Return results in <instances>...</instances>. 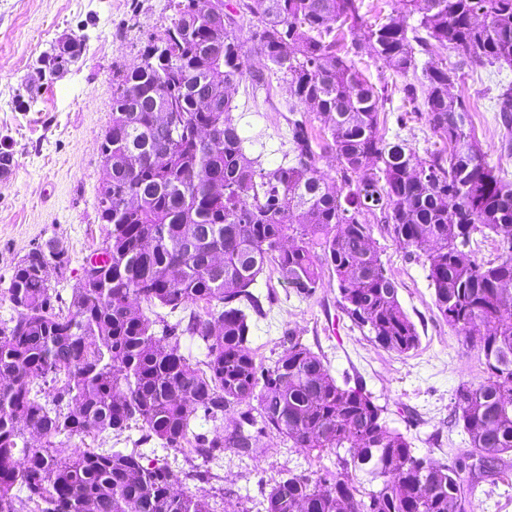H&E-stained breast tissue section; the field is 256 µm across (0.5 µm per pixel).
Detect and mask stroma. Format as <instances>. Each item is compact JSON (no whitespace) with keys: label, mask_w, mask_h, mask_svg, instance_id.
Returning <instances> with one entry per match:
<instances>
[{"label":"stroma","mask_w":512,"mask_h":512,"mask_svg":"<svg viewBox=\"0 0 512 512\" xmlns=\"http://www.w3.org/2000/svg\"><path fill=\"white\" fill-rule=\"evenodd\" d=\"M174 15L171 0H0V140L15 161L9 178L0 181V319L15 315L6 290L14 266L32 247L53 241L65 252L69 265L58 288L67 299L85 257L102 246L108 228L97 211L99 144L112 114V77L137 63ZM67 37L77 39L82 51L58 77L41 60ZM354 60L366 79L385 90L380 130L386 138L403 139L421 153L439 148L424 117L410 113L403 79L370 43L360 42ZM251 63L263 72L265 86L255 88L247 77L237 83L233 115L248 153L269 170L284 163L290 148L292 98L287 78L266 70L260 55H252ZM502 82L512 83V67H477L450 92L472 108L488 161L512 179V152L501 147L508 132L493 109ZM367 221L372 245L416 325L418 346L399 354L358 327L339 306L330 268L322 269L315 296L302 299L269 267L256 284L266 298V314L252 320L250 347L258 360L270 363L281 351L284 332L293 331L324 355L337 382L361 379L375 404L384 407L389 426L402 432L417 454L450 463L468 446L462 427L450 423L455 391L461 383L482 381L484 366L436 309L422 260L394 240L378 215ZM155 456L179 475L183 492L206 496L215 512H265L264 496L281 474H309L336 464L332 453L316 456L275 437L263 438L252 457L228 454L218 464L160 447ZM466 512H512V483L478 479Z\"/></svg>","instance_id":"35a3bbf8"}]
</instances>
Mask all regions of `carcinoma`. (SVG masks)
Here are the masks:
<instances>
[{
	"label": "carcinoma",
	"instance_id": "carcinoma-1",
	"mask_svg": "<svg viewBox=\"0 0 512 512\" xmlns=\"http://www.w3.org/2000/svg\"><path fill=\"white\" fill-rule=\"evenodd\" d=\"M196 2L177 0L141 63L115 76L100 142V153L112 149V189L98 193L110 229L87 257L98 265L93 287L65 301L52 280L67 261L42 246L15 266L7 293L18 316L0 320V512H214L203 496L174 494L168 463L141 445L249 456L270 435L337 463L275 482L266 512H465L475 488L466 473L502 481L512 453V289L501 287L512 282V180L487 161L448 77L512 66V0H402L412 24L366 23L364 0H210L208 12ZM246 19L250 51L239 35ZM349 35L403 78L433 41L455 52L404 86L444 149L422 156L379 132L380 93L346 54ZM254 53L288 76V111L306 104L330 132L291 122V164L268 171L247 155L232 115L231 88L247 75L262 83ZM495 110L511 127V82L499 85ZM325 153L340 164L343 196L318 168ZM377 209L400 245L423 252L435 307L486 366L482 381L456 389L469 448L450 465L417 455L362 386L339 385L291 332L267 366L249 347V313L265 314L252 286L269 264L305 298L331 267L356 324L388 350L417 346L371 245L365 215ZM476 233L498 237L496 262L462 250ZM186 342L204 358L181 353ZM226 412L222 434L194 430L198 417ZM133 423L143 434L132 448L56 454L58 437L118 439ZM360 472L377 486L363 487Z\"/></svg>",
	"mask_w": 512,
	"mask_h": 512
}]
</instances>
